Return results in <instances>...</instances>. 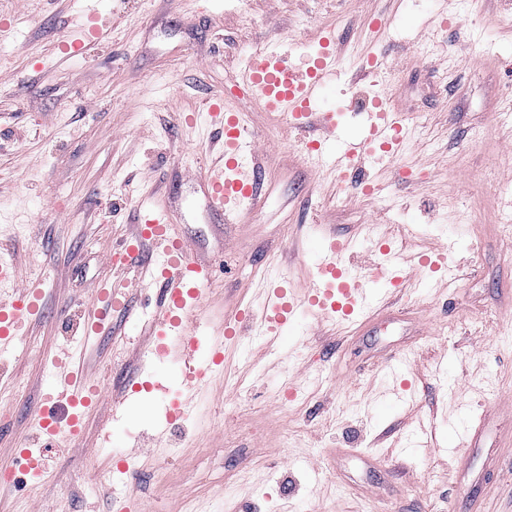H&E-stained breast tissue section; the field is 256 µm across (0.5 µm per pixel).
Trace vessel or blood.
I'll return each mask as SVG.
<instances>
[{"label":"vessel or blood","instance_id":"vessel-or-blood-1","mask_svg":"<svg viewBox=\"0 0 512 512\" xmlns=\"http://www.w3.org/2000/svg\"><path fill=\"white\" fill-rule=\"evenodd\" d=\"M339 60L335 50H327L310 61L305 73H298L279 52L267 50L251 55L241 76L250 97L266 111L287 116L297 130L319 124L335 134L336 150L323 158L319 141L309 142L313 164L339 187H348L353 175L372 154V145L382 142L402 151L401 134L406 131V117L387 96H380L375 111L366 113V129L362 136L339 133L336 111L319 112L315 104L319 94L336 76ZM212 123L223 135L218 163L206 165L199 179L204 187L205 208L218 224H232L253 204L263 180L258 168L246 158L257 144L238 113L220 104L209 107ZM162 248L165 261L160 270L162 295L153 314V334L164 338L166 329L178 330L182 340V398L174 404L176 417H184L196 391L208 383L207 367L197 357V328L206 318L207 286L215 276L213 264L199 261L197 247L189 239L173 236L164 219H145L127 241L123 251L108 256L110 264L132 270L144 266L151 246ZM322 250L314 265L311 282L304 294H296L285 282L271 283L266 291L262 318L268 332L283 330L298 309L305 308L350 316L355 306H368L373 300L372 288L384 277L400 285L401 272L407 269L402 253L388 254L384 262L350 270L346 264L348 242L336 236L321 240ZM42 291L38 284L18 285L11 299L0 298V346L9 344L23 333L42 312ZM126 295L107 285L95 286L91 307L99 322H107L111 312L124 309ZM59 368L53 387L44 396V405L32 426L36 438L55 447L59 440L78 442L83 435V410L100 403L105 389L97 382L84 379L79 359L69 352L56 356Z\"/></svg>","mask_w":512,"mask_h":512}]
</instances>
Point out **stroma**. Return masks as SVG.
<instances>
[{"label":"stroma","instance_id":"stroma-1","mask_svg":"<svg viewBox=\"0 0 512 512\" xmlns=\"http://www.w3.org/2000/svg\"><path fill=\"white\" fill-rule=\"evenodd\" d=\"M440 0H0V259L37 280L43 313L0 352V464L34 440L32 421L60 349L93 322L88 287L122 275L119 252L142 212L168 204L176 235L202 261H221L209 296L225 315L260 313L256 290L274 260L306 287L318 225L349 241L356 262L385 238L407 257L443 249L377 313L337 333L316 313L280 335L257 325L225 340L224 362L198 408L164 438L178 399V352L158 358L139 337L160 297L141 270L83 368L111 393L130 378L170 391L129 395L125 419L88 413L78 449H49L55 475L39 497L0 488V512H512V0H450L456 18L432 38H407ZM347 63L370 55L390 75L386 95L415 135L397 157L363 168L375 192L337 191L303 159L306 136L265 112L235 76L256 50L282 43L305 68L322 38ZM230 99L259 145L264 184L240 223L218 226L198 203L196 175L215 155L206 116ZM197 114L195 125L181 124ZM15 282L0 284L9 297ZM406 354L404 376L382 359ZM299 397L289 400L288 387ZM393 386L398 401L384 400ZM111 441H104V430ZM468 432L474 453L463 456ZM119 452L143 471L113 473L104 496L89 451Z\"/></svg>","mask_w":512,"mask_h":512}]
</instances>
